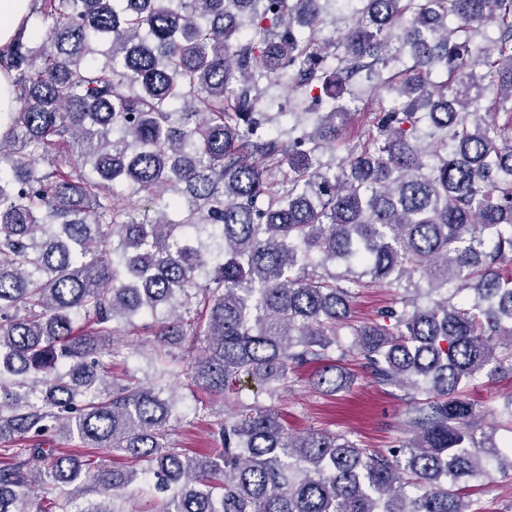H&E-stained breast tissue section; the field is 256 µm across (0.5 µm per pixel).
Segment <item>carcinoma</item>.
Here are the masks:
<instances>
[{"instance_id": "carcinoma-1", "label": "carcinoma", "mask_w": 512, "mask_h": 512, "mask_svg": "<svg viewBox=\"0 0 512 512\" xmlns=\"http://www.w3.org/2000/svg\"><path fill=\"white\" fill-rule=\"evenodd\" d=\"M40 2L44 36L0 51V512L40 486V512H121L148 477L171 491L159 512H472L461 484L512 473L463 394L512 374V0H360L330 61L321 0ZM390 68L396 107L376 96L342 137L346 82ZM285 79L318 111L262 96ZM119 186L155 217L136 221ZM336 262L394 290L352 346L377 385L411 391L412 437L293 436L254 401L213 420L217 454L169 447L163 379L275 395L342 349ZM139 327L190 365L160 349V381H114L100 356ZM345 383L334 364L316 381ZM50 431L131 468L46 448Z\"/></svg>"}]
</instances>
